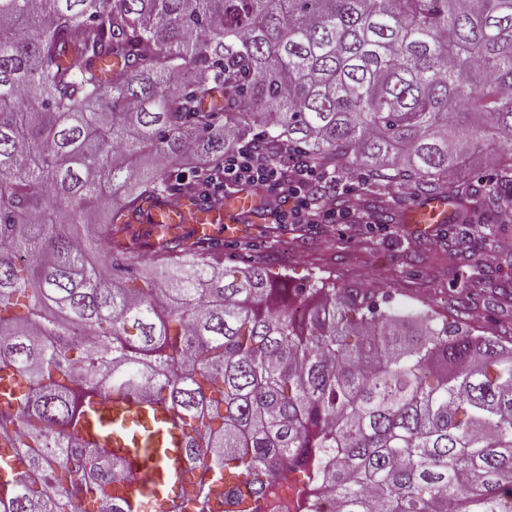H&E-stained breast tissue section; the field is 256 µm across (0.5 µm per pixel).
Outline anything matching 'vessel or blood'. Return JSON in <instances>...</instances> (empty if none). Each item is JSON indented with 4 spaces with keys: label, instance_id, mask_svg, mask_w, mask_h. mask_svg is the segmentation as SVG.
Instances as JSON below:
<instances>
[{
    "label": "vessel or blood",
    "instance_id": "b4317fda",
    "mask_svg": "<svg viewBox=\"0 0 512 512\" xmlns=\"http://www.w3.org/2000/svg\"><path fill=\"white\" fill-rule=\"evenodd\" d=\"M263 203L259 197L239 194L233 205L215 202L204 207L192 206L188 201H171L164 198L145 205L140 218L144 224H174L178 213L194 212L196 233L211 234L221 226L258 220ZM448 219V199L440 196L419 201L406 212V221L414 230L429 233ZM130 406L125 401L113 398L103 402L99 413L101 429L108 432L125 419ZM113 451L122 455L130 469L133 487L126 496V512H143L152 495L176 497L180 484L176 479L185 465L181 450L180 432L170 427L151 429L148 435L134 436L127 443H116Z\"/></svg>",
    "mask_w": 512,
    "mask_h": 512
}]
</instances>
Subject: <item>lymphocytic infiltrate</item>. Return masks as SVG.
Listing matches in <instances>:
<instances>
[{
    "mask_svg": "<svg viewBox=\"0 0 512 512\" xmlns=\"http://www.w3.org/2000/svg\"><path fill=\"white\" fill-rule=\"evenodd\" d=\"M235 186H250L263 190L280 201L273 212L281 224H335L375 228L372 216L361 211L357 204L338 210L331 202L336 190L334 168L311 166L287 161L284 155L242 141L225 151L220 174L205 184L206 193H220Z\"/></svg>",
    "mask_w": 512,
    "mask_h": 512,
    "instance_id": "1",
    "label": "lymphocytic infiltrate"
}]
</instances>
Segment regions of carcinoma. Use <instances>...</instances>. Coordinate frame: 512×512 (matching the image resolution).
<instances>
[{
    "label": "carcinoma",
    "mask_w": 512,
    "mask_h": 512,
    "mask_svg": "<svg viewBox=\"0 0 512 512\" xmlns=\"http://www.w3.org/2000/svg\"><path fill=\"white\" fill-rule=\"evenodd\" d=\"M248 137L361 169L381 217L401 186L512 209V0H0V512H123L81 427L125 395L184 432L151 512H236L231 474L262 512L308 470L331 512H512V336L133 223Z\"/></svg>",
    "instance_id": "cac0c4a2"
}]
</instances>
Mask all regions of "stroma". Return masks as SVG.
Listing matches in <instances>:
<instances>
[{
	"label": "stroma",
	"mask_w": 512,
	"mask_h": 512,
	"mask_svg": "<svg viewBox=\"0 0 512 512\" xmlns=\"http://www.w3.org/2000/svg\"><path fill=\"white\" fill-rule=\"evenodd\" d=\"M468 226L447 223L432 233L390 222L385 230L353 231L337 224H278L271 220L238 225L224 241V262L247 266L261 261L289 282L323 280L338 287L390 291L408 321L433 309L447 313L458 291L471 294L461 320L512 336V222L472 207ZM501 250L494 264L480 254Z\"/></svg>",
	"instance_id": "1"
}]
</instances>
